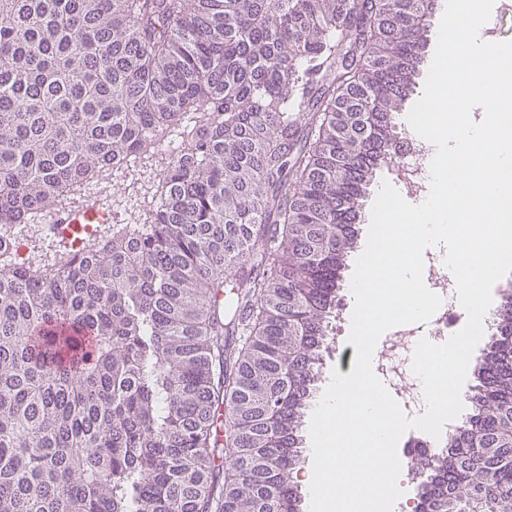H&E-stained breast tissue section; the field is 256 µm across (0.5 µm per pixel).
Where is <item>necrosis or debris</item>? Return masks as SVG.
Here are the masks:
<instances>
[{
  "label": "necrosis or debris",
  "instance_id": "4bbe7bcc",
  "mask_svg": "<svg viewBox=\"0 0 512 512\" xmlns=\"http://www.w3.org/2000/svg\"><path fill=\"white\" fill-rule=\"evenodd\" d=\"M402 164L397 179L403 197L421 200L431 188V176L424 161L431 154L430 144L414 134L397 141ZM135 165L134 158L125 157L104 167L97 178L80 191L79 198H67L62 205L42 210L35 225H0V268L4 270L41 264L48 268L66 265L108 240L113 230L126 224L128 205L120 199L117 185ZM427 284L438 295L441 305L424 323L399 325L392 338L379 343L372 354L376 374L391 380L401 393L398 403L406 415L417 417L426 409L420 381L412 370L414 344L427 339L440 344L452 335L462 315L455 307V277L445 263L443 251L428 255Z\"/></svg>",
  "mask_w": 512,
  "mask_h": 512
}]
</instances>
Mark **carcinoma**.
<instances>
[{"mask_svg": "<svg viewBox=\"0 0 512 512\" xmlns=\"http://www.w3.org/2000/svg\"><path fill=\"white\" fill-rule=\"evenodd\" d=\"M427 0H0V224L141 152L130 231L0 270V512H301L303 418ZM205 113L186 151L151 132ZM416 512H512V291Z\"/></svg>", "mask_w": 512, "mask_h": 512, "instance_id": "cac0c4a2", "label": "carcinoma"}]
</instances>
